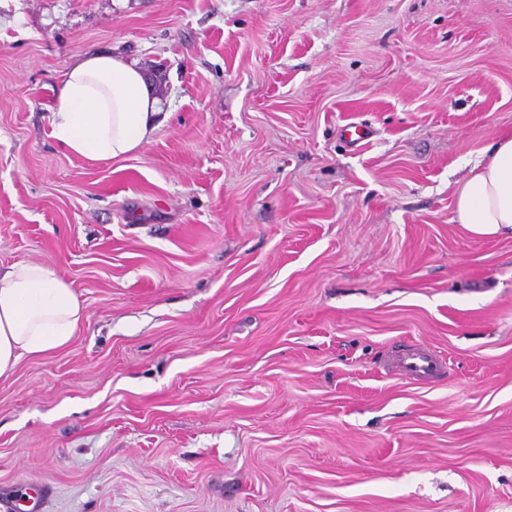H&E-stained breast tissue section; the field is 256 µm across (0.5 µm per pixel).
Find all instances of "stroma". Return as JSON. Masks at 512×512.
Instances as JSON below:
<instances>
[{"label":"stroma","instance_id":"1","mask_svg":"<svg viewBox=\"0 0 512 512\" xmlns=\"http://www.w3.org/2000/svg\"><path fill=\"white\" fill-rule=\"evenodd\" d=\"M87 52L141 150L53 138ZM503 133L512 0H0V266L85 306L0 380V512H512V236L452 196ZM52 135L93 161L124 157L149 144L167 119L136 63L113 53L78 57L50 107ZM403 370L415 379H423L437 374L442 368L441 362L432 354L411 352L402 362Z\"/></svg>","mask_w":512,"mask_h":512}]
</instances>
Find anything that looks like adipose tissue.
I'll return each instance as SVG.
<instances>
[{
	"instance_id": "1",
	"label": "adipose tissue",
	"mask_w": 512,
	"mask_h": 512,
	"mask_svg": "<svg viewBox=\"0 0 512 512\" xmlns=\"http://www.w3.org/2000/svg\"><path fill=\"white\" fill-rule=\"evenodd\" d=\"M167 115L136 63L112 53L78 57L50 107L51 131L69 151L93 161L124 157L149 144ZM454 220L480 237L512 235V134L469 167L453 190ZM83 304L48 263L0 270V378L23 356H50L70 343Z\"/></svg>"
}]
</instances>
